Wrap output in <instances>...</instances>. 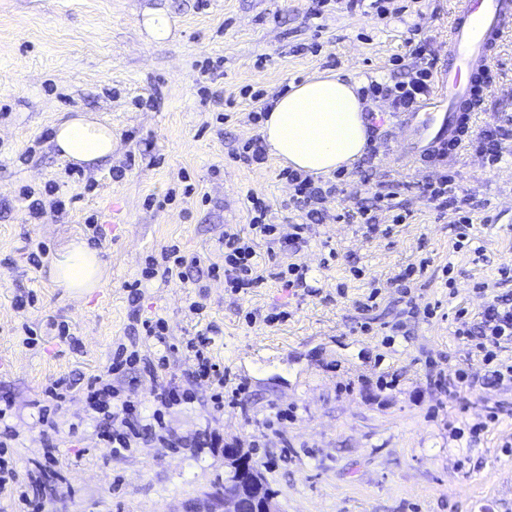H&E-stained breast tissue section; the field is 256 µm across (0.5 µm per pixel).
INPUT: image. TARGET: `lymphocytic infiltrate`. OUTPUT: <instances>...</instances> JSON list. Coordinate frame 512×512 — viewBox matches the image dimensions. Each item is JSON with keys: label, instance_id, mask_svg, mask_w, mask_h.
<instances>
[{"label": "lymphocytic infiltrate", "instance_id": "1", "mask_svg": "<svg viewBox=\"0 0 512 512\" xmlns=\"http://www.w3.org/2000/svg\"><path fill=\"white\" fill-rule=\"evenodd\" d=\"M431 88V72L422 68L398 81L394 86L372 83L371 93L391 96L396 109L410 112L415 109L421 99L425 98ZM287 179L294 186L291 201L296 209L304 212L307 221L293 227L291 242H308L313 225L322 223L326 214L322 208L325 199L335 193V186H325L308 176L296 172H288ZM422 194L427 195L430 203L438 213L454 211L458 219L452 229L456 237V248H463L470 238L473 227L472 220L466 211L470 207L468 198L461 194L453 175L442 174L429 179L419 187ZM250 237H243L236 225L224 227L222 250L223 264H210L211 274H223L224 285L236 294H245L249 290L260 287L266 279L278 280L282 287L289 290L306 288L308 268L303 264L291 263L280 268L270 266L261 268L256 251L257 241L273 245L279 237L276 225L268 221L269 206L257 196H249ZM457 336L465 339H477L478 349L483 350L485 362H495L498 352L512 347V303L497 301L486 305L480 313L478 328H460ZM208 337L197 335L189 339L188 349L193 352L197 366L192 373L193 378L207 379L213 390L211 400L216 412L224 410V386L229 374L212 363L207 355ZM110 387L94 390L87 396L91 414L102 415L105 424L99 435L111 452L129 448L132 440L141 438L151 430L154 424L160 423L164 410L182 402L189 401V392L181 391L179 385L170 382L159 385L153 392L154 410L151 415H144L138 405L131 401L111 403Z\"/></svg>", "mask_w": 512, "mask_h": 512}]
</instances>
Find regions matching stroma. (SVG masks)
<instances>
[{"instance_id": "35a3bbf8", "label": "stroma", "mask_w": 512, "mask_h": 512, "mask_svg": "<svg viewBox=\"0 0 512 512\" xmlns=\"http://www.w3.org/2000/svg\"><path fill=\"white\" fill-rule=\"evenodd\" d=\"M458 2L391 0L381 15L371 0L353 12L343 0H0V401L11 403L7 456L19 480L39 465L52 474L39 489L50 512H199L224 478L223 455L199 445L209 433L241 444L281 512H512V384L497 385L455 334L487 303L512 299V277L500 274L512 268V154L492 164L462 146L441 162L398 160L401 112L390 97L366 96L371 144L330 175L339 188L324 203L332 220L300 252L257 247L263 265L306 264L311 293L268 280L233 295L205 267L221 259L225 225L247 228L248 195L269 203L281 237L303 221L281 166L234 157L260 135L252 113L290 82L323 73L366 86L428 68L440 94ZM156 9L174 22L162 43L143 26ZM416 26L420 56L406 47ZM76 112L111 126V157L85 167L60 158L52 131ZM468 125L472 137L500 127L512 145V33ZM121 164L124 177L113 179ZM446 171L478 203L473 240L459 250L454 214L437 216L411 189ZM371 172L400 199L379 211L375 234L344 217L368 198ZM31 197L44 205L40 217ZM75 239L91 241L105 268L104 284L84 295L52 276ZM172 244L204 266L184 283L144 276L148 257ZM37 245L46 254L35 267ZM133 280L135 304L125 288ZM158 318L162 345L141 335L142 320ZM209 327L213 362L245 392L216 415L209 384L189 382L193 401L165 414L181 447L147 437L110 453L86 417L87 386L108 383L118 399L150 405L155 383L187 382L186 342ZM121 350L140 360L115 375ZM163 355L150 379L143 360ZM458 368L472 382L457 395L430 384ZM61 377L75 393L59 407L45 390ZM453 419L485 428L455 441Z\"/></svg>"}]
</instances>
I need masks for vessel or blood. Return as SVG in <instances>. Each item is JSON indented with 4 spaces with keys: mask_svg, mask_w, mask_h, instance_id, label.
Listing matches in <instances>:
<instances>
[{
    "mask_svg": "<svg viewBox=\"0 0 512 512\" xmlns=\"http://www.w3.org/2000/svg\"><path fill=\"white\" fill-rule=\"evenodd\" d=\"M511 29L512 0H462L448 34V90L424 111L405 113V154L423 159L458 145L466 132L458 107L469 94L472 77L491 71L497 44Z\"/></svg>",
    "mask_w": 512,
    "mask_h": 512,
    "instance_id": "obj_1",
    "label": "vessel or blood"
}]
</instances>
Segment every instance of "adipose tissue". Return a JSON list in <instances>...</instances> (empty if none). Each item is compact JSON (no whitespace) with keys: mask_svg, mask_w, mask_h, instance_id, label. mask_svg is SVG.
<instances>
[{"mask_svg":"<svg viewBox=\"0 0 512 512\" xmlns=\"http://www.w3.org/2000/svg\"><path fill=\"white\" fill-rule=\"evenodd\" d=\"M360 85L337 74L298 83L272 99L260 129L267 153L276 163L299 172L329 175L351 167L366 151L368 127ZM61 157L91 165L112 153V131L85 112L75 113L53 129ZM62 287L81 293L102 284L103 264L86 242H70L52 271Z\"/></svg>","mask_w":512,"mask_h":512,"instance_id":"obj_1","label":"adipose tissue"}]
</instances>
